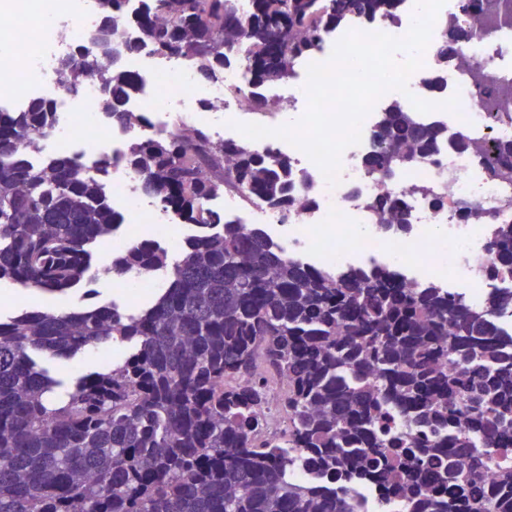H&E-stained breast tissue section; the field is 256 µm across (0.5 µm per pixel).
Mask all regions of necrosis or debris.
<instances>
[{
  "label": "necrosis or debris",
  "instance_id": "1",
  "mask_svg": "<svg viewBox=\"0 0 512 512\" xmlns=\"http://www.w3.org/2000/svg\"><path fill=\"white\" fill-rule=\"evenodd\" d=\"M15 2L14 8L0 9V35L10 45L8 53L0 55V101L19 106L32 96L54 100L55 126L42 140L44 149L52 155H77L90 164L102 156L111 157L113 166L105 175L107 190L127 203L131 223L150 226L154 240L173 241L178 218L162 204L146 205L138 200V178L123 164L130 137L161 132L191 135L200 126V114L191 106L200 101L205 111L224 116V123L209 128L212 139L224 141L239 139L232 121L239 113L253 111L255 99H262L265 111L271 113L290 107L303 113L308 108L307 94L292 88L251 93L241 67L225 71L207 90L198 91L189 75L192 57L155 55L142 31L127 25L122 30L123 40L138 43L140 57L150 60L151 66L146 74L137 75L126 107L147 112L148 120L130 134L108 129L91 120L86 110L88 101L99 92L98 79L89 78L76 95L59 97L55 59L44 52L49 43L67 53L82 45L96 24L93 0ZM459 21L467 36L460 44L461 59L448 61L450 90L437 89L430 66L416 83L417 98L435 103L430 117L447 131L432 159L400 169L391 178L368 175L366 159L373 149L370 131L375 119L370 113L361 124L360 144L341 154L337 185H330L303 151L288 147L284 140L265 137L254 141V148L286 152L296 178L310 180V191L298 194L293 209L286 213L259 200L246 201L238 194L229 197V204L245 209L255 221L290 225L291 233L283 245L290 256L302 250L314 253L319 265L329 270L348 267L353 257L373 260L382 256L404 268L423 271L444 285L466 280L471 302L483 304L491 292V282L482 268L489 257L486 244L500 224L512 221V178L493 174L462 151L458 141L512 139V64L507 61L512 55V19L502 18L490 33L484 26L471 24L467 16H460ZM480 73L487 77L489 92L502 99L499 119H492L480 104L476 84ZM453 94L458 97L456 111L441 109V102ZM420 185L425 186V193H417ZM384 198L399 201L409 223L447 228V237L426 233L354 235L352 225L377 221L368 202ZM438 198L443 199V206H435ZM462 206L480 209L483 223H463L458 214Z\"/></svg>",
  "mask_w": 512,
  "mask_h": 512
}]
</instances>
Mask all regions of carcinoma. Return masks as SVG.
I'll return each mask as SVG.
<instances>
[{
    "mask_svg": "<svg viewBox=\"0 0 512 512\" xmlns=\"http://www.w3.org/2000/svg\"><path fill=\"white\" fill-rule=\"evenodd\" d=\"M128 0H98L99 30L118 49L71 56L66 92L87 74L94 106L116 128L140 116L123 108L134 76L116 41ZM403 0H147L136 21L155 54L190 55L201 83L244 65L254 88L296 75L345 24L397 20ZM494 0H463L480 22ZM440 67L466 32L447 18ZM51 103L0 112V281L64 294L93 279L94 249L123 227L98 177L75 156L39 168L18 159L52 128ZM444 137L394 99L373 126L367 172L383 176L431 157ZM500 176H512V140L460 143ZM126 166L144 194L200 228L171 254L134 240L112 274L167 273L148 305L26 311L0 318V512H358L348 486L403 498L408 512H512V468L488 476L477 443L512 452V336L496 318L512 288L487 303L397 271L328 270L288 256L262 229L226 219L209 202L243 193L288 211V160L245 140L159 134L130 141ZM379 226L408 228L395 200L368 204ZM488 277L512 276V223L490 242ZM130 344L119 363L76 379L66 398L31 356L69 359L109 340ZM288 377L277 402L288 439L260 437L270 403L257 361ZM455 365L451 373L443 361ZM414 426L389 433L388 415ZM305 463L318 482L290 472Z\"/></svg>",
    "mask_w": 512,
    "mask_h": 512,
    "instance_id": "1",
    "label": "carcinoma"
}]
</instances>
